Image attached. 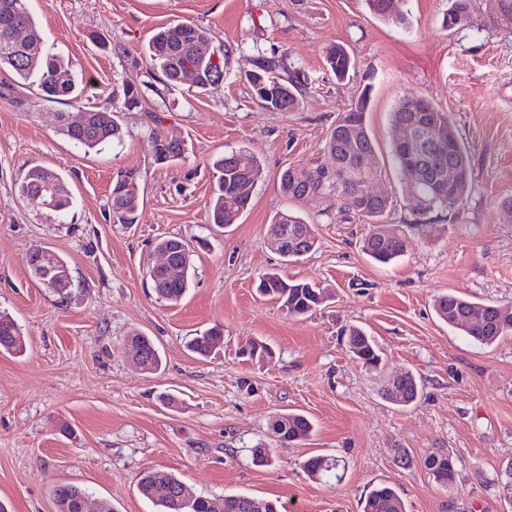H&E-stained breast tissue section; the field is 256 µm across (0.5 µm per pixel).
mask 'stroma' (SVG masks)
I'll list each match as a JSON object with an SVG mask.
<instances>
[{"label":"stroma","instance_id":"35a3bbf8","mask_svg":"<svg viewBox=\"0 0 512 512\" xmlns=\"http://www.w3.org/2000/svg\"><path fill=\"white\" fill-rule=\"evenodd\" d=\"M45 49L77 75L82 103L120 99L129 81L146 82L149 37L173 20L207 28L233 50L221 87L188 84L147 92L143 108L120 112L122 143L87 150L64 136L62 107L30 111L0 99V310L21 325L24 356L0 352V503L8 512H56L53 490L85 488L113 512H156L137 489L149 468L173 473L196 494H245L276 501L279 512H362L375 487H393L406 512H512V338L482 346L440 320L433 303L455 294L512 308V33L489 31L496 0H480L467 25L448 32V0H397L410 24L374 17L365 0H28ZM343 44L356 61L336 80L327 50ZM287 56L306 86L298 112H271L251 100L245 80L257 53ZM370 88L366 125L379 174L376 191L394 206L382 219L409 239L407 251L379 265L360 247L367 218L279 189L292 166L329 162L325 139L339 112ZM408 93L448 112L469 150L472 185L462 206L426 217L413 231L416 202L398 170L390 114ZM181 138L182 158L155 163L148 139ZM244 148L263 166L237 224H209L211 163ZM61 173L73 204L59 213L23 196L27 170ZM138 169L143 202L135 223H113L108 206L120 172ZM311 224L316 248L285 261L267 244L277 212ZM183 239L195 273L181 302L157 299L146 276L153 243ZM64 257L74 279L60 300L31 276L33 249ZM326 289L316 312L288 316L256 292L259 276ZM224 327L220 356L201 360L185 347L194 333ZM355 324L383 351L379 371L350 355L340 336ZM158 346L163 367L144 373L125 352L129 335ZM272 359L242 355L248 339ZM412 372L417 402L382 398L384 380ZM179 397L169 409L160 394ZM287 412L307 415L310 438L284 448L269 429ZM274 463L255 465L252 451ZM456 461L451 489L425 459ZM340 461V480L302 469L310 456Z\"/></svg>","mask_w":512,"mask_h":512}]
</instances>
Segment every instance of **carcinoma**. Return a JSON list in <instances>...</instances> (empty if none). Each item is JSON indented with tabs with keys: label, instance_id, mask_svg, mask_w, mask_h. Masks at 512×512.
<instances>
[{
	"label": "carcinoma",
	"instance_id": "cac0c4a2",
	"mask_svg": "<svg viewBox=\"0 0 512 512\" xmlns=\"http://www.w3.org/2000/svg\"><path fill=\"white\" fill-rule=\"evenodd\" d=\"M369 10L380 20L396 27L409 24L406 15L391 11L389 0H365ZM501 8L490 22V30H512V0H500ZM479 0H448V10L443 26L451 30L464 25L471 11L478 7ZM22 28L28 39L22 46L12 42L11 30ZM212 41L211 32L189 22H173L159 28L151 37L145 49L149 69L161 74L160 82L174 85L182 82V73L189 70L194 74L192 87L199 94H206L224 81V75L208 56L197 53L198 42ZM326 61L336 78H345L354 67L353 60L341 45L331 48ZM13 74V81L0 84V98L10 101L22 111L31 109L32 99L21 91V87H36L41 99L64 105L79 100L77 79L68 63L60 56L45 53L43 37L38 21L26 6V0H0V71ZM253 101L272 112H297L304 103L306 91L299 80L298 71L289 66L283 57H268L257 52L255 69L247 74ZM145 92L139 83L126 84L122 106L134 109L142 106ZM370 105L368 89L339 113L336 125L326 140V151L331 163L315 168L290 167L279 179L280 191L291 199H302L315 195L334 202L339 209L367 218H379L392 207L389 198L366 200L360 196V186L377 177L375 166L360 170L349 156L351 151L349 130H360L358 141L360 151L374 155L372 140L365 123V114ZM83 124L72 126L65 122L66 113H59L61 131L75 144L88 150H100L114 142H121L123 130L118 119V109L107 103L83 108ZM393 123H419L427 127L432 139L448 137L447 112L422 95L409 93L394 108ZM148 151L155 162L169 163L182 157L185 143L174 139L169 142H149ZM461 170V179L456 187L438 188L433 183L436 169L418 171L410 179V189L417 200L418 212L435 209H452L460 206L468 195L471 185V164L467 148L456 141L454 153L445 156ZM216 171L214 194L211 200L208 220L218 227H227L237 222L248 209L253 187L262 178L263 169L259 159L249 150L240 148L224 153L213 162ZM139 172L130 168L120 174L111 192L110 214L115 224H132L140 205ZM18 192L26 197L40 196L54 211H63L72 204L71 192L65 179L56 171L43 166L30 168L18 184ZM280 231L286 239L305 236L307 224L293 211L280 212L270 224V233ZM408 239L400 234L383 238L374 231L364 239L363 251L381 264H389L406 251ZM156 248L170 252L171 259L185 267V275L178 281H170L163 274L155 276L152 287L156 295L169 302L177 303L184 296L193 271L192 253L183 240L166 237L157 240ZM32 277L41 282L44 276L56 273L59 268L68 267L59 254L46 249H35L29 256ZM258 291L280 304L281 309L291 317H302L320 307L324 301V290L310 283L293 282L278 272H269L259 277ZM435 311L443 321L468 336L473 342L490 346L502 338L512 335V308L476 303L455 296L444 295L436 300ZM223 330L214 327L194 337L187 348L192 353L207 358L223 345ZM141 351L138 364L142 371L154 374L161 369L162 358L158 348L146 336L138 335ZM346 344L350 353L363 365L373 371L380 368L381 349L376 340L366 335L357 326L346 330ZM22 328L6 311H0V352L21 356L26 352ZM401 393L398 404L408 406L419 396L416 377L406 372L399 377ZM285 430L286 447L307 439L313 426L301 413L288 412L275 416L270 430L277 427ZM456 462L448 455L439 460L427 459L425 468L437 482L452 488ZM339 467L338 460L328 456H311L302 468L309 476L323 477L333 474ZM140 493L159 507V512H213V500L190 492L186 484L175 475L159 470L145 471L138 482ZM58 512H78L77 503L88 497L86 489L66 484L53 491ZM254 498L245 495H230L223 499L222 512H254ZM363 512H406L405 503L396 490L389 486L377 487L364 500Z\"/></svg>",
	"mask_w": 512,
	"mask_h": 512
}]
</instances>
